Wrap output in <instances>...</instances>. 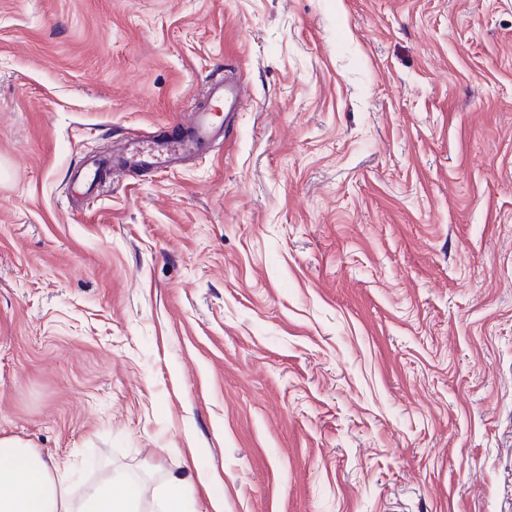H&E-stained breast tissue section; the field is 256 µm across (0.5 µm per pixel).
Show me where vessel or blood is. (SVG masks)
<instances>
[{
    "mask_svg": "<svg viewBox=\"0 0 512 512\" xmlns=\"http://www.w3.org/2000/svg\"><path fill=\"white\" fill-rule=\"evenodd\" d=\"M247 93L248 88L244 84L214 80L206 92V105L182 118L179 124L180 135L146 145L135 141L116 145L113 151V167L122 171H165L182 167L198 157L204 148L220 146L223 141L224 130L214 121L213 105H222L228 113L241 111Z\"/></svg>",
    "mask_w": 512,
    "mask_h": 512,
    "instance_id": "b4317fda",
    "label": "vessel or blood"
}]
</instances>
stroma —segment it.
I'll list each match as a JSON object with an SVG mask.
<instances>
[{"label":"stroma","mask_w":512,"mask_h":512,"mask_svg":"<svg viewBox=\"0 0 512 512\" xmlns=\"http://www.w3.org/2000/svg\"><path fill=\"white\" fill-rule=\"evenodd\" d=\"M231 65L223 149L83 204ZM0 437L79 496L512 512V0H0ZM153 506L158 512H190L185 499V482L182 478H170L153 494Z\"/></svg>","instance_id":"stroma-1"}]
</instances>
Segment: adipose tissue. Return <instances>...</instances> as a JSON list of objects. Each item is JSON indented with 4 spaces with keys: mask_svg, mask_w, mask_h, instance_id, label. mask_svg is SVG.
Instances as JSON below:
<instances>
[{
    "mask_svg": "<svg viewBox=\"0 0 512 512\" xmlns=\"http://www.w3.org/2000/svg\"><path fill=\"white\" fill-rule=\"evenodd\" d=\"M66 467L48 464L30 445L0 438V512H141L152 496L156 512H188L185 482L170 478L154 494L144 484L115 485L104 478L83 497H76Z\"/></svg>",
    "mask_w": 512,
    "mask_h": 512,
    "instance_id": "adipose-tissue-1",
    "label": "adipose tissue"
}]
</instances>
